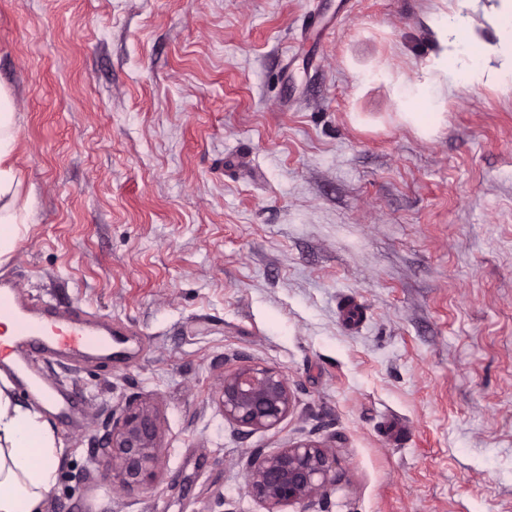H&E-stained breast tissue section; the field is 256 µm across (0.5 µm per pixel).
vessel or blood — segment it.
Here are the masks:
<instances>
[{
  "instance_id": "obj_1",
  "label": "vessel or blood",
  "mask_w": 512,
  "mask_h": 512,
  "mask_svg": "<svg viewBox=\"0 0 512 512\" xmlns=\"http://www.w3.org/2000/svg\"><path fill=\"white\" fill-rule=\"evenodd\" d=\"M15 288V282L0 281V311L15 324L12 339H0V370L13 372L38 395L50 399L57 388L33 367L32 360L37 354L111 355V331L101 327L87 312L77 311L70 318L37 313L22 302Z\"/></svg>"
}]
</instances>
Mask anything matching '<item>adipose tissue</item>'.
Instances as JSON below:
<instances>
[{
	"label": "adipose tissue",
	"instance_id": "ef3b65f1",
	"mask_svg": "<svg viewBox=\"0 0 512 512\" xmlns=\"http://www.w3.org/2000/svg\"><path fill=\"white\" fill-rule=\"evenodd\" d=\"M495 41L460 27L436 63L441 76L456 75L463 85L476 87L494 80L512 85V0H505L495 22ZM501 60L499 69L486 66L490 57ZM441 83L427 88L410 85L402 96L410 106L408 121L422 132L437 128L442 113L434 109ZM14 112L9 96L0 89V262L9 259L26 226L20 222L19 184L10 157L14 149ZM10 378L0 373V512H42L46 496L57 482L63 453L50 425L32 407L16 404Z\"/></svg>",
	"mask_w": 512,
	"mask_h": 512
}]
</instances>
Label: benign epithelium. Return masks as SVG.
Here are the masks:
<instances>
[{"instance_id": "benign-epithelium-1", "label": "benign epithelium", "mask_w": 512, "mask_h": 512, "mask_svg": "<svg viewBox=\"0 0 512 512\" xmlns=\"http://www.w3.org/2000/svg\"><path fill=\"white\" fill-rule=\"evenodd\" d=\"M219 402L224 419L251 431L277 427L292 408V395L282 370L246 365L224 371ZM163 449L160 416L149 403L128 406L112 421L106 453L112 477L127 490L152 481ZM336 449L300 440L274 452L248 457L247 493L267 512L297 505L300 512L323 497L335 480Z\"/></svg>"}]
</instances>
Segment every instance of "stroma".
<instances>
[{
	"instance_id": "obj_1",
	"label": "stroma",
	"mask_w": 512,
	"mask_h": 512,
	"mask_svg": "<svg viewBox=\"0 0 512 512\" xmlns=\"http://www.w3.org/2000/svg\"><path fill=\"white\" fill-rule=\"evenodd\" d=\"M500 0H0V86L28 230L0 278L111 319L131 355L46 361L64 446L45 512H266L256 452L336 449L310 512H512V88L449 83L435 14L493 38ZM363 312L343 321L344 300ZM284 371L294 407L242 432L225 368ZM156 479L112 481L131 402ZM441 84V80L437 77L426 89L414 84L408 85L402 92L405 102L411 108L418 107L420 101L424 98L427 112H403L405 118L417 125L424 133L433 131L443 121L442 112H434L436 108L435 101L438 99ZM163 449L160 416L150 403L128 406L113 419L106 441L112 461V479L127 490L152 481L157 474Z\"/></svg>"
}]
</instances>
